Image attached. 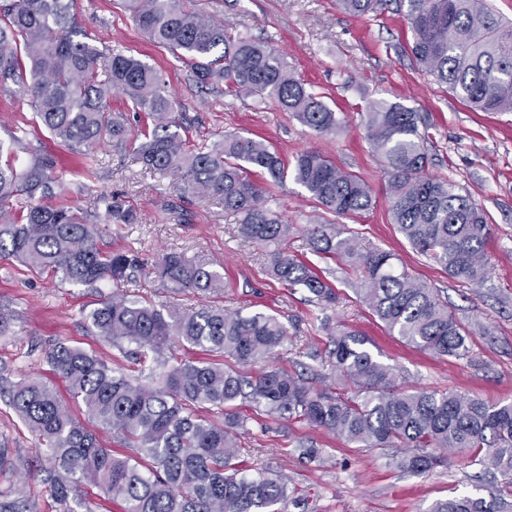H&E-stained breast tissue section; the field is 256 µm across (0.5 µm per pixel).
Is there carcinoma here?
Wrapping results in <instances>:
<instances>
[{
  "label": "carcinoma",
  "instance_id": "1",
  "mask_svg": "<svg viewBox=\"0 0 512 512\" xmlns=\"http://www.w3.org/2000/svg\"><path fill=\"white\" fill-rule=\"evenodd\" d=\"M75 0H0V89L33 109L51 138L84 156L108 137L126 143L129 129L112 112V91L121 90L130 109L150 119L138 134L145 168L162 174L181 170L189 186L220 197L224 211L238 216L239 234L258 244L284 242L292 227L265 204L252 179L263 172L284 178L288 165L261 140L226 135L208 146L187 149L186 128L173 112L162 75L133 54L109 57L78 27ZM353 15L390 5L405 13L413 32L416 62L455 95L481 112H512V21L488 10L483 0H339ZM142 32L185 62L202 87L224 84L230 95L273 99L304 126L336 131L339 119L323 97L307 87L283 58L224 23L192 10L185 0H127ZM368 140L389 173L393 223L419 253L456 280L480 282L487 275L485 247L491 236L482 208L456 185L425 175L429 163L427 126L421 113L399 103H377L364 116ZM14 131L0 140V260L50 270L78 285L121 281L140 267L132 251H104L96 223L133 224L136 214L117 196L84 210L50 205L56 160L45 149L30 150L16 166ZM298 182L319 205L338 216L373 204L368 184L317 151L296 156ZM312 247L362 270L364 302L392 334L438 357L469 352V332L436 289L393 263V255L364 247L330 224L313 231ZM269 271L281 285L301 286L317 304L337 301L333 288L287 251L269 254ZM157 274L172 293L215 291L223 275L203 261L172 252ZM85 319L119 352L152 357L156 384H136L102 359L56 342L45 350L52 374L64 381L84 417L69 412L57 390L40 379H23L9 390L10 404L48 444L42 469L51 497L67 503L82 478L103 495L122 498L126 512H274L288 500L278 475L241 468L245 399L268 417L304 422L347 444L390 455L402 471L424 473L437 464L429 448L474 449L479 464L510 479L512 403H488L454 392L402 390L393 369L375 358L362 335L321 319L332 336L329 362L333 385L309 386L286 368L257 374L288 329L277 316L244 315L215 304L176 308L134 295L101 296ZM179 342L205 355L169 364L165 351ZM355 387L354 395L347 388ZM106 431L128 456L100 444ZM0 491V512H29L28 505ZM431 512H512V492L488 497L459 495L434 504Z\"/></svg>",
  "mask_w": 512,
  "mask_h": 512
}]
</instances>
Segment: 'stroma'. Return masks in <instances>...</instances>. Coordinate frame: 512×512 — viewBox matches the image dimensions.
I'll return each mask as SVG.
<instances>
[{
	"instance_id": "1",
	"label": "stroma",
	"mask_w": 512,
	"mask_h": 512,
	"mask_svg": "<svg viewBox=\"0 0 512 512\" xmlns=\"http://www.w3.org/2000/svg\"><path fill=\"white\" fill-rule=\"evenodd\" d=\"M187 2L193 10L214 15L229 33L279 52L337 113L336 131L316 133L270 100L228 95L220 85L199 87L184 63L141 32L123 0H77L76 16L104 54L131 53L162 72L191 141L209 143L227 134L252 137L274 147L289 163L301 152L318 151L370 185L373 207L337 216L312 200L293 176L279 181L265 174L257 177L269 207L295 227L288 250L324 277L340 300L324 310L311 302L306 289L280 285L268 271V246L242 238L236 217L215 197L189 189L182 172H147L134 143L120 148L110 142L98 145L91 164L97 177L84 182L81 155L51 141L35 124L31 108H19L12 93L0 91V139L22 126L29 147L43 145L55 155L61 184L56 204L84 208L97 195L114 194L131 205L136 223L104 224L100 235L105 249L133 250L143 262L131 279L96 290L0 261V313L5 316L0 324V385L25 376L51 380L44 350L57 341L107 359L141 384H153L151 364L133 366L88 329L84 314L100 294L115 291L168 300L153 267L162 254L176 251L222 269L224 287L215 303L246 314H273L285 322L288 334L267 367L288 368L297 361L304 364L310 385L328 386L329 363L310 358L328 346L321 327L327 315L365 335L402 388L455 391L512 403V112L474 111L421 70L410 53L412 31L402 13L353 16L338 0ZM377 101L399 102L424 115L431 158L427 175L454 183L484 210L493 234L486 246L488 274L482 283L449 277L442 266L412 248L393 223L388 177L363 123L368 106ZM322 224L354 231L363 245L391 252L398 266L436 288L471 330L468 356L437 358L391 334L353 290L360 271L309 246V235ZM238 411L245 425L242 440L251 450L245 458L249 469L286 477L297 497L282 504V512H429L436 501L477 496L482 489L506 484L501 475L475 464L469 450L441 451L440 464L429 472H403L389 466L384 455L345 445L305 424L269 419L245 402ZM301 438L316 442L320 459H300L296 442ZM0 446L10 451L9 463L0 471V489L24 486L36 512H60L41 481L45 448L3 396Z\"/></svg>"
}]
</instances>
